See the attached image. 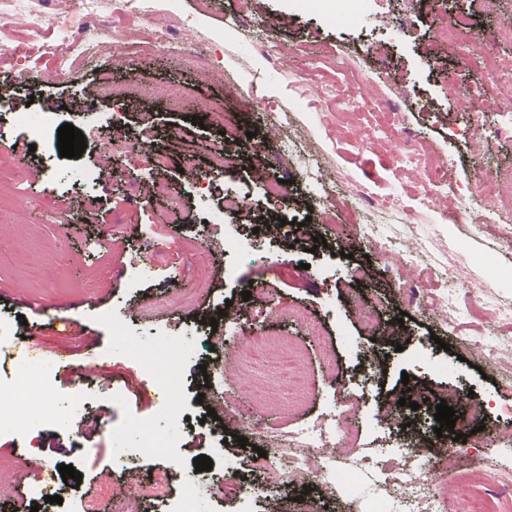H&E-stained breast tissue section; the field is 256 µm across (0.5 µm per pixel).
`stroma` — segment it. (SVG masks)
Wrapping results in <instances>:
<instances>
[{
	"mask_svg": "<svg viewBox=\"0 0 512 512\" xmlns=\"http://www.w3.org/2000/svg\"><path fill=\"white\" fill-rule=\"evenodd\" d=\"M188 25L172 48L156 49L152 36L160 14L127 15L99 0L98 22L73 9L62 23H40L29 0H0L10 23L0 27V81L10 82L8 111L0 112V329L19 346L28 322L42 312H67L95 344L72 342L76 365L108 361V378L88 375L83 385L58 372L43 376L49 397L66 408L80 395L91 417L110 415L93 438L75 434L54 419L0 427V512L23 501L38 512H173L191 499L193 512H282L303 497L302 480L260 468L259 430L294 432L316 418L334 416L339 429L336 485H315L330 499L328 512H403L384 475L361 466L366 456L396 463L409 453L434 474L445 512H492L498 495L472 470L491 466L512 472V325L491 321L488 302H512V240L496 212L473 205L460 219L444 210L462 206L476 173L512 171V141L495 133L497 113L473 129L472 115L434 70L454 67L462 50L439 43L427 7L411 12L409 0H357L340 14L336 0H163ZM244 18L241 26L231 17ZM475 27L493 62L512 68V0H495ZM395 74L409 99L398 109L379 106L386 90L379 77ZM29 75L19 84L16 74ZM42 92L30 102L29 90ZM89 98L95 112L60 110V98ZM52 115L57 124L81 130L87 148L80 158L60 157L55 136L14 122L16 112ZM205 126L191 122L199 111ZM250 112L253 137L237 125L220 127L218 114ZM416 136L428 167L445 180L444 209L422 210L423 185L392 162L400 129ZM149 132L167 151L165 171H150L138 153H104L105 140L123 141ZM35 152L17 155L18 136ZM234 154L232 168L213 173L201 187L215 145ZM315 145L329 176L341 173L381 195L401 197L405 210L360 209L348 189L328 180L295 177L288 203L274 202L271 173L250 158L275 164L284 154L304 163ZM105 165L112 177L80 186L77 169ZM47 190L32 195V174ZM164 180L184 202V220L168 223L152 184ZM241 192L272 222L276 236L253 234L254 256L237 257L229 243L235 219L218 217L222 198ZM320 207L318 233L326 244L307 252L303 222ZM415 243L416 264L396 265L380 246ZM368 259L371 278L352 280L356 262ZM457 266L464 284H486L485 298L447 299L439 266ZM416 290L405 304L404 288ZM250 299H243V291ZM376 305L377 325L367 330L351 304L352 292ZM224 316H217V309ZM408 320H401V313ZM216 329H208V320ZM289 337L296 355L284 354L269 371L262 337ZM186 340L172 372L182 380L171 397H140L148 376L132 342L164 359L166 344ZM221 398L215 418L196 398L204 385ZM433 396L467 401L477 412L454 453L439 449L435 410L422 404L410 414L423 433L409 442L386 408L402 388V375ZM154 425L171 451L135 455L138 426ZM249 446L241 448L238 437ZM51 466L75 467L80 485H67L62 503H49L39 483L23 475L10 449ZM206 455L209 471H196ZM158 484L164 497L146 500L142 485Z\"/></svg>",
	"mask_w": 512,
	"mask_h": 512,
	"instance_id": "obj_1",
	"label": "stroma"
}]
</instances>
